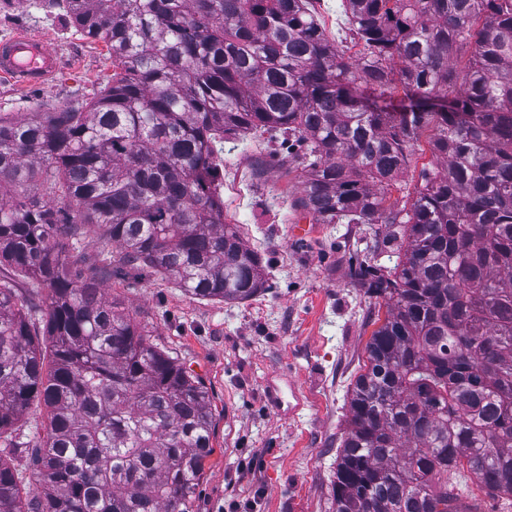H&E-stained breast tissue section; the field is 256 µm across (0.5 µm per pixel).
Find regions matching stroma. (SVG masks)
Segmentation results:
<instances>
[{"instance_id":"stroma-1","label":"stroma","mask_w":512,"mask_h":512,"mask_svg":"<svg viewBox=\"0 0 512 512\" xmlns=\"http://www.w3.org/2000/svg\"><path fill=\"white\" fill-rule=\"evenodd\" d=\"M24 29L55 40L61 68L52 85L23 90L0 80V112L26 115L96 96L112 75L103 41L84 37L51 0H0V37ZM265 161L252 182L256 157ZM280 140L224 145V214L265 260L264 290L244 301L208 302L168 281L112 280L107 296L136 310L153 342L204 382L213 411V454L195 512H330L336 453L347 427L351 386L374 329L373 299L348 277L351 262L383 266L377 224H315L293 201L300 189ZM307 224L306 241L292 227ZM283 402L299 388L295 414Z\"/></svg>"}]
</instances>
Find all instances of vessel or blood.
<instances>
[{"label": "vessel or blood", "mask_w": 512, "mask_h": 512, "mask_svg": "<svg viewBox=\"0 0 512 512\" xmlns=\"http://www.w3.org/2000/svg\"><path fill=\"white\" fill-rule=\"evenodd\" d=\"M59 69V48L51 39L20 30L0 40V78L16 87L47 86Z\"/></svg>", "instance_id": "b4317fda"}]
</instances>
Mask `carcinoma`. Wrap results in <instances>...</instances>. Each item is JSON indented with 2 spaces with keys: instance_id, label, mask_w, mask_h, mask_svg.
<instances>
[{
  "instance_id": "obj_1",
  "label": "carcinoma",
  "mask_w": 512,
  "mask_h": 512,
  "mask_svg": "<svg viewBox=\"0 0 512 512\" xmlns=\"http://www.w3.org/2000/svg\"><path fill=\"white\" fill-rule=\"evenodd\" d=\"M57 2L115 70L88 102L0 113V512H193L208 391L103 285L260 291L216 158L267 134L303 148L295 207L396 243L393 267L350 268L385 315L332 512H479L448 481L461 469L511 506L512 0H347L353 58L311 0ZM423 138L433 161L392 197ZM92 233L116 255L91 262L77 243ZM26 278L48 289L39 320Z\"/></svg>"
}]
</instances>
